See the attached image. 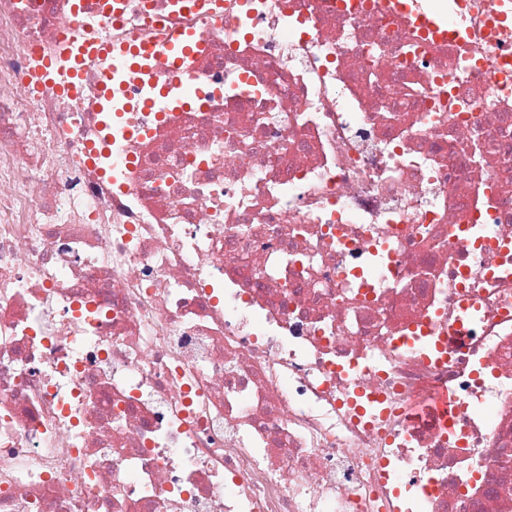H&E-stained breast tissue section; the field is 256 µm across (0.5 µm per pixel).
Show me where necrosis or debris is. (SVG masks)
<instances>
[{
	"label": "necrosis or debris",
	"mask_w": 512,
	"mask_h": 512,
	"mask_svg": "<svg viewBox=\"0 0 512 512\" xmlns=\"http://www.w3.org/2000/svg\"><path fill=\"white\" fill-rule=\"evenodd\" d=\"M0 512H512V0H0ZM92 43L86 42L83 45L77 47L74 50V62L75 65L71 70V81L63 87L57 86L54 80V67L49 60H44L42 65L38 68V75L42 78L39 83L46 86H57L60 90L68 92L69 94H75L79 85V70L78 65L81 62L82 55L87 51Z\"/></svg>",
	"instance_id": "obj_1"
}]
</instances>
